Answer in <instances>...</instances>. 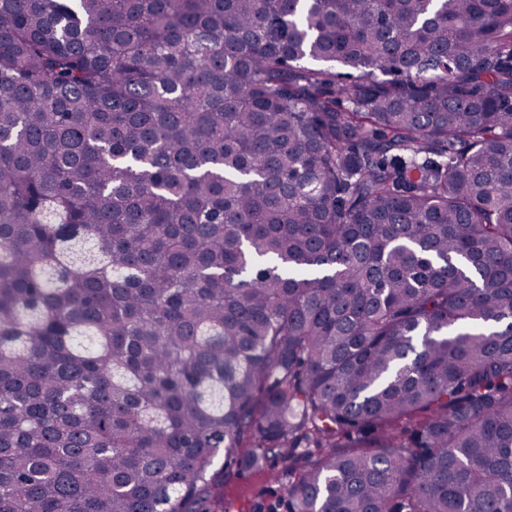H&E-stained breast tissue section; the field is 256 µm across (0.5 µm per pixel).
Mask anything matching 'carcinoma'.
<instances>
[{
    "instance_id": "1",
    "label": "carcinoma",
    "mask_w": 512,
    "mask_h": 512,
    "mask_svg": "<svg viewBox=\"0 0 512 512\" xmlns=\"http://www.w3.org/2000/svg\"><path fill=\"white\" fill-rule=\"evenodd\" d=\"M275 465L512 512V0H0V512Z\"/></svg>"
}]
</instances>
